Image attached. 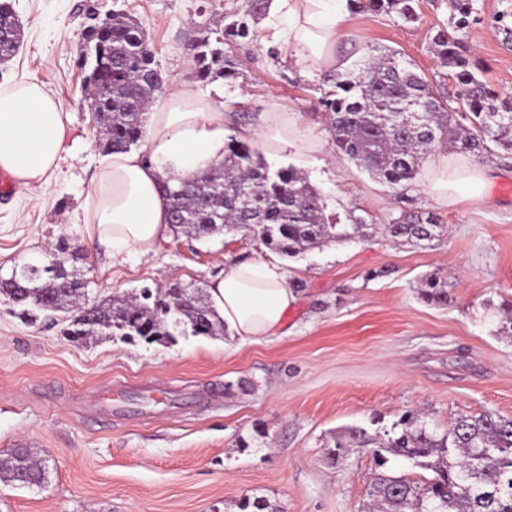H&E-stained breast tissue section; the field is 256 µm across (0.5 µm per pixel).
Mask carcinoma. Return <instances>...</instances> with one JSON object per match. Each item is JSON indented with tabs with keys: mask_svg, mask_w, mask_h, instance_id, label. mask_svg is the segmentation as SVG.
<instances>
[{
	"mask_svg": "<svg viewBox=\"0 0 512 512\" xmlns=\"http://www.w3.org/2000/svg\"><path fill=\"white\" fill-rule=\"evenodd\" d=\"M493 22L512 44V0ZM266 0H245L224 13L223 24L202 25L190 41L189 60L198 80L214 83L238 75L232 45L254 39ZM358 9L384 14L395 21H419V0H365ZM448 25L432 38L437 56L452 68L457 87L446 95L396 50L369 45L365 55L346 73L326 77L319 104L327 112L331 146L356 168L393 189H404L416 178L433 149L449 145L475 160L512 155V101H498L493 91L470 69L464 34L475 0H448ZM81 68L93 78L89 91L101 105L96 120L101 152H123L145 135L146 112L163 91L166 76L141 21L114 10L89 33L81 34ZM21 33L0 38V62L12 57ZM172 200L174 232L196 239L223 231H244L250 240L288 258L302 256L329 242L371 236L374 225L352 212L345 218L325 214L320 190L289 165L274 167L251 145L236 137L224 144V160L206 171L179 179L175 188L161 181ZM385 231L401 243L429 248L443 236L434 216L404 211ZM63 276L31 278L20 272L0 277V296L18 308L16 315L33 322L39 315L66 321L77 309L84 317L73 327L75 342L97 337L96 324L110 327V339L151 336L171 343L178 336H222L224 320L211 307L201 288L186 293L114 294L79 306L88 281L75 262ZM420 297L448 303L447 282L436 274L423 279ZM499 336L512 337V301L500 306ZM375 445L376 466L365 512H512V417L485 411L462 415L442 431L429 427L419 412L407 413L384 431L371 435L362 428L336 434L328 458L337 463L352 444ZM433 472L418 483L405 474L385 471L390 457ZM0 477L22 487H39L46 479L42 462L29 450H13L0 459Z\"/></svg>",
	"mask_w": 512,
	"mask_h": 512,
	"instance_id": "1",
	"label": "carcinoma"
}]
</instances>
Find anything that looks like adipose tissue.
<instances>
[{"label": "adipose tissue", "instance_id": "adipose-tissue-1", "mask_svg": "<svg viewBox=\"0 0 512 512\" xmlns=\"http://www.w3.org/2000/svg\"><path fill=\"white\" fill-rule=\"evenodd\" d=\"M349 6L350 0H267L261 45L281 52L303 72L344 70L351 59L338 53L336 44ZM230 121L223 102L174 82L147 115L143 147L100 161L85 197L83 222L112 261L148 255L170 234L171 200L160 190V180L184 177L222 160ZM75 146L68 112L41 82L0 84V170L17 186L49 185ZM440 165L442 176L427 189L433 202L451 205L462 189L471 198H482L486 167L469 163L458 168L445 154ZM208 293L231 337L251 344L281 337L297 301L277 260L228 264L211 279Z\"/></svg>", "mask_w": 512, "mask_h": 512}]
</instances>
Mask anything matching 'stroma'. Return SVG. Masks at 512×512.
I'll use <instances>...</instances> for the list:
<instances>
[{
	"label": "stroma",
	"mask_w": 512,
	"mask_h": 512,
	"mask_svg": "<svg viewBox=\"0 0 512 512\" xmlns=\"http://www.w3.org/2000/svg\"><path fill=\"white\" fill-rule=\"evenodd\" d=\"M24 31L0 63V83L35 79L64 104L80 147L49 185L0 191V269L29 262L66 240L83 256L88 297L100 300L171 284L208 288L232 261L274 259L236 234L201 240L168 235L152 254L114 263L92 242L82 206L102 158L85 107L79 36L89 10L123 9L145 26L168 82L223 92L228 112L285 113L298 129L265 151L273 166L301 169L327 210L369 214L370 238L331 242L285 260L297 301L284 336L241 344L230 336H188L170 345L71 342L61 325L25 323L0 301V458L25 446L47 466L42 486L0 480V512H364L376 468L371 449L351 448L345 465L327 458L337 433H368L422 411L444 428L484 411L512 417V339L496 335V308L512 300V158L493 159L486 201L426 194L441 170L429 156L400 191L357 170L330 147L319 105L322 78L309 79L258 42L232 51L239 76L202 84L188 61L198 25L219 23L243 0H7ZM467 30L472 60L501 96H512V46L493 29L501 0H478ZM404 24L351 12L340 46L397 50L442 91L455 93L431 38L448 23L447 0H421ZM404 211L445 227L434 247L400 244L382 228ZM448 283L447 304L424 302L422 276Z\"/></svg>",
	"instance_id": "obj_1"
}]
</instances>
